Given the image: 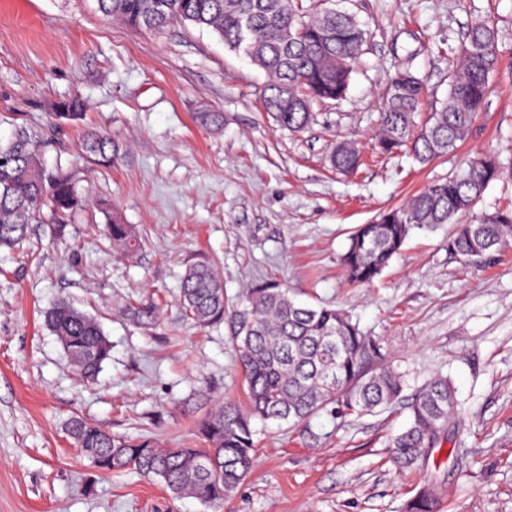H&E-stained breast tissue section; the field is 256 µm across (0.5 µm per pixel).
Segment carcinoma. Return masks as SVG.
Instances as JSON below:
<instances>
[{
  "label": "carcinoma",
  "mask_w": 512,
  "mask_h": 512,
  "mask_svg": "<svg viewBox=\"0 0 512 512\" xmlns=\"http://www.w3.org/2000/svg\"><path fill=\"white\" fill-rule=\"evenodd\" d=\"M99 10L126 26L162 32L174 24L207 28L231 51L241 52L268 76L261 101L278 124L304 130L316 103L342 99L363 52L367 30L355 14L322 6L323 0H97ZM499 66L497 32L486 21L474 23L461 47L448 93L419 125L416 113L427 98L422 79L404 68L390 77L381 101L375 149L391 154L405 147L421 164L444 157L464 143L489 94ZM59 119L76 120L84 110L79 97L56 105ZM87 162L112 164V135L88 132L80 143ZM357 142L344 141L330 155L339 172L361 165ZM501 173L490 152L471 158L466 168L445 181L428 184L405 203L361 224L342 255L353 284L377 279L414 231L432 232L455 225L448 252L464 261L490 254L512 242V212L472 216L474 206ZM80 206L70 175L49 172L36 145L16 140L0 145V246L11 247L41 219L43 208L59 223ZM113 247L132 256L140 246L136 227L105 212ZM183 316L199 327L226 323L245 385L247 408L219 401L198 428L201 448H156L115 436L81 417L69 433L81 453L100 471L135 470L156 480L176 498H194L221 512L251 471L260 421L300 424L323 410L338 419L362 417L399 404L406 374L385 364L381 342L367 336L351 315L329 306L296 302L275 280L257 284L230 308L224 282L214 263H190L180 286ZM126 317L149 327L157 321L153 306L129 305ZM46 326L82 378L93 379L112 357V344L90 314L62 301L45 316ZM408 423L390 444L401 471L424 466L429 450L448 441V422L461 418L454 387L437 376L407 404ZM405 512H439L430 488L411 499Z\"/></svg>",
  "instance_id": "cac0c4a2"
}]
</instances>
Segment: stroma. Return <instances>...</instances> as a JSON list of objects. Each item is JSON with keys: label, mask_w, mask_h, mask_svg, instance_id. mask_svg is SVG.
<instances>
[{"label": "stroma", "mask_w": 512, "mask_h": 512, "mask_svg": "<svg viewBox=\"0 0 512 512\" xmlns=\"http://www.w3.org/2000/svg\"><path fill=\"white\" fill-rule=\"evenodd\" d=\"M338 6L367 25L364 54L346 96L315 106L293 133L261 107L264 72L208 30L136 31L96 0H0V142L43 141L42 163L69 173L83 201L68 223L42 218L20 247L0 248V512H210L136 471L98 472L67 432L80 416L187 448L217 399L241 398L227 327L198 328L179 306L185 267L200 255L214 261L229 303L273 279L300 302L344 310L407 372L406 398L442 374L463 408L447 444L403 473L387 448L407 423L403 406L263 425L255 465L223 512H404L429 483L441 512H512V245L462 263L447 229L417 231L360 286L340 262L355 227L485 150L501 174L475 211L512 209V0ZM483 20L498 31L500 65L467 141L424 166L373 153L390 76L410 68L444 98L452 51ZM74 95L85 103L80 126L53 117ZM200 112L222 113V125L201 126ZM85 125L111 133V165L80 158ZM351 138L365 163L342 175L329 155ZM103 202L138 229L134 257L103 234ZM61 299L97 317L112 343L95 381L78 379L44 325ZM131 302L158 304L160 324L128 320Z\"/></svg>", "instance_id": "obj_1"}]
</instances>
